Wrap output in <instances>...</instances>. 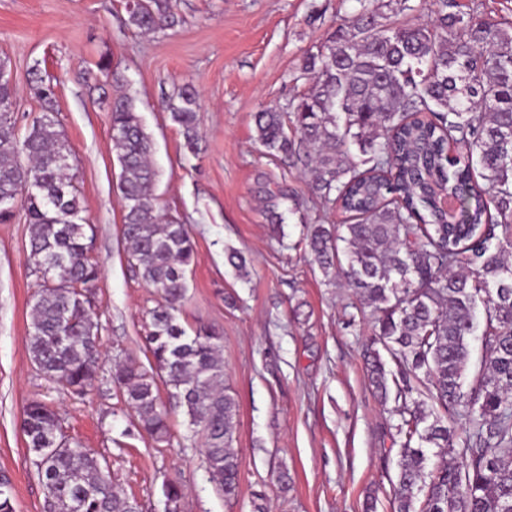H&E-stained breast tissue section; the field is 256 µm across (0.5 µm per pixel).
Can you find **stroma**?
I'll return each instance as SVG.
<instances>
[{
  "label": "stroma",
  "mask_w": 512,
  "mask_h": 512,
  "mask_svg": "<svg viewBox=\"0 0 512 512\" xmlns=\"http://www.w3.org/2000/svg\"><path fill=\"white\" fill-rule=\"evenodd\" d=\"M126 3L0 0L16 132L25 135L40 114L36 79L54 85L99 269L91 287L99 368L80 396L31 361L30 303L41 285L31 227L20 217L0 223V475L12 481L15 512H43L20 430L21 409L34 400L61 415L68 438L105 457L113 483L140 512H164L168 479L184 488V512H364L369 497L376 512H391L399 448L364 368L371 309L344 278H326L307 246L312 225L342 216L312 195L306 158L273 156L258 144L253 119L267 107L288 110L308 92L305 53L329 39L356 0H177L180 25L150 34L128 25ZM103 62L124 79L155 143L159 212L183 224L194 244L180 321L222 338L224 384L238 403L232 498L209 482L202 434L182 409L170 410L168 440L154 442L112 384L116 364L149 366L145 336L159 296L128 264L105 106L116 88L100 72ZM186 85L199 95L196 154L170 118ZM272 207L285 217L281 228L265 219ZM232 250L245 258L246 275L227 263Z\"/></svg>",
  "instance_id": "35a3bbf8"
}]
</instances>
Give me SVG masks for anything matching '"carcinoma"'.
<instances>
[{"mask_svg":"<svg viewBox=\"0 0 512 512\" xmlns=\"http://www.w3.org/2000/svg\"><path fill=\"white\" fill-rule=\"evenodd\" d=\"M360 4L304 57L312 84L291 106L292 119L272 108L255 113L256 140L289 157L306 152L316 198L345 215L339 225H315L308 245L324 276L343 275L375 314L380 348L368 356V375L380 398L394 396L400 437L393 512H512V23L464 12L457 0H434L427 22L392 20L414 10L409 0ZM126 9L142 32L180 22L176 0H135ZM36 83L42 112L23 138L13 111L0 110V223L23 208L35 270L58 283L42 286L32 305L31 360L81 395L99 360L90 289L98 268L92 237L77 223L54 87ZM109 108L129 265L162 298L150 311V369L118 364L112 381L140 431L160 443L169 435L160 374L189 424L203 428L209 480L230 498L238 488V404L224 387L222 337L206 327L190 334L178 317L194 245L184 225L157 213L153 142L135 99L119 94ZM197 108L186 87L170 112L194 153ZM462 193L468 219L450 223L443 198ZM479 306L484 355L466 388ZM425 382L439 413L421 399ZM461 409L472 428L459 433L448 420ZM21 431L44 512H138L107 464L66 439L51 407L28 403ZM428 446L441 455L431 471ZM163 496L172 512L183 509L180 483L166 482ZM13 500L1 477L0 512H14Z\"/></svg>","mask_w":512,"mask_h":512,"instance_id":"cac0c4a2","label":"carcinoma"}]
</instances>
